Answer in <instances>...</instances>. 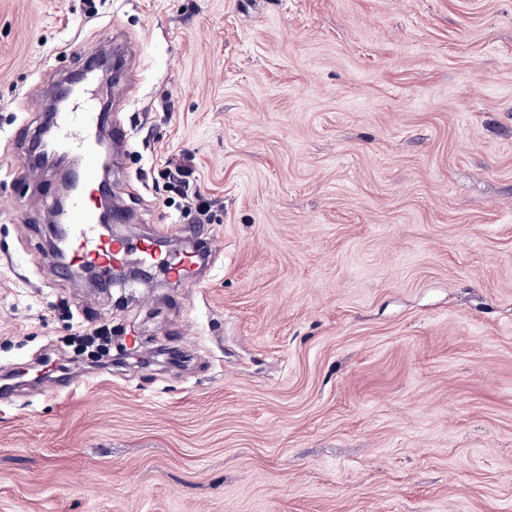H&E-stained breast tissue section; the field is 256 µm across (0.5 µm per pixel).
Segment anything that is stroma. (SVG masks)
Wrapping results in <instances>:
<instances>
[{"instance_id":"stroma-1","label":"stroma","mask_w":512,"mask_h":512,"mask_svg":"<svg viewBox=\"0 0 512 512\" xmlns=\"http://www.w3.org/2000/svg\"><path fill=\"white\" fill-rule=\"evenodd\" d=\"M113 84L117 200L224 248L176 282L58 275V79ZM112 328L109 372L87 326ZM0 512H512V0H0Z\"/></svg>"}]
</instances>
